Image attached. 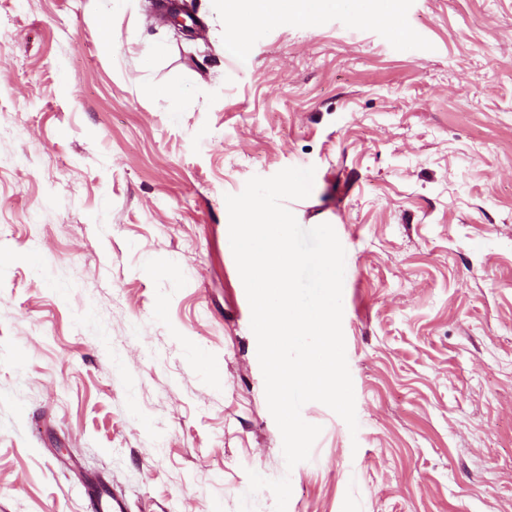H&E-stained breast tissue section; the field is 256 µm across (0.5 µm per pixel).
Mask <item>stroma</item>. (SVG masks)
<instances>
[{
  "label": "stroma",
  "mask_w": 512,
  "mask_h": 512,
  "mask_svg": "<svg viewBox=\"0 0 512 512\" xmlns=\"http://www.w3.org/2000/svg\"><path fill=\"white\" fill-rule=\"evenodd\" d=\"M186 2L192 39L152 0H0V512H238L252 470L287 512H512V0L396 33L346 0L244 59ZM310 166L358 430L305 404L290 469L225 197Z\"/></svg>",
  "instance_id": "1"
}]
</instances>
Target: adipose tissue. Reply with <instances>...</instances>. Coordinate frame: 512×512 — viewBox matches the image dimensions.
<instances>
[{"label": "adipose tissue", "instance_id": "ef3b65f1", "mask_svg": "<svg viewBox=\"0 0 512 512\" xmlns=\"http://www.w3.org/2000/svg\"><path fill=\"white\" fill-rule=\"evenodd\" d=\"M325 0H225V21L232 29L230 48L233 52L248 51L255 29L283 25L295 20L317 26Z\"/></svg>", "mask_w": 512, "mask_h": 512}]
</instances>
